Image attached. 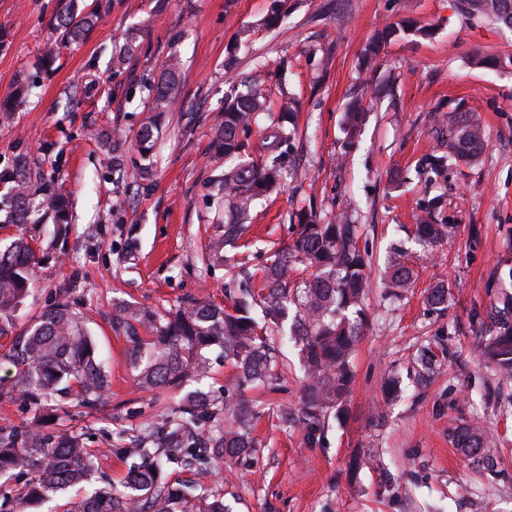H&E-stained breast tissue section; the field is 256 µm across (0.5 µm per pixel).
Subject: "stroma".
I'll return each instance as SVG.
<instances>
[{"instance_id":"obj_1","label":"stroma","mask_w":512,"mask_h":512,"mask_svg":"<svg viewBox=\"0 0 512 512\" xmlns=\"http://www.w3.org/2000/svg\"><path fill=\"white\" fill-rule=\"evenodd\" d=\"M69 1L0 0V100L17 81L30 85L0 118V169L26 161L70 200L66 239L53 241L52 219L39 220L44 257L12 321L25 330L76 283L109 389L97 410L68 405L53 423L86 431L102 449L90 482L24 512H69L122 478L130 460L109 452L113 423L137 428L179 401L180 389L137 386L112 313L124 303L223 301L224 268L203 260L224 222L211 197L224 162L210 157L209 141L225 94L243 81L275 99L288 92L298 131L284 185L257 200L246 222L252 272L293 241L303 215L324 224L347 214L370 266L342 418H329L314 440L296 423L303 375L291 342L278 343V381L245 394L259 412L254 449L215 478L225 503L232 512H512V404L498 397L479 350L512 271V30L463 15L458 0H285L275 28L264 24L271 0H112L83 41L44 66ZM404 20L417 32L388 37L364 63L371 39ZM130 33L135 52L113 70ZM173 51L177 104L160 116L153 177L143 182L135 139ZM460 112L480 116L486 147L433 172L448 151L444 119ZM116 128L126 152L119 172ZM434 200L433 223L457 234L418 260L401 300L387 299L385 258L396 246L417 251L413 224ZM443 281L448 307L431 309L426 292ZM424 346L447 347L448 357L420 385L412 361ZM393 376L402 391L390 399L383 386ZM463 423L493 437L498 471L452 444L450 429Z\"/></svg>"}]
</instances>
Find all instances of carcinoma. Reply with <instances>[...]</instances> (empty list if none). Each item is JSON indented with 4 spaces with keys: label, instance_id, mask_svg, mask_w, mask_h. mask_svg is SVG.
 <instances>
[{
    "label": "carcinoma",
    "instance_id": "carcinoma-1",
    "mask_svg": "<svg viewBox=\"0 0 512 512\" xmlns=\"http://www.w3.org/2000/svg\"><path fill=\"white\" fill-rule=\"evenodd\" d=\"M469 16L488 18L512 30V0H458ZM110 0H95L89 12L71 9L60 19V42L72 44L94 24ZM180 69L176 54L164 63V78L156 87L152 114L137 135L141 156L152 157L156 113L176 101L175 84ZM265 133L266 157L253 159L245 135L252 126ZM296 135L289 101L274 112L268 94L257 85L234 91L224 99L212 131L210 150L215 158L236 157L224 169L214 188L224 205V233L210 239L207 260L224 264L236 289L229 307L214 301L179 303L169 308L124 306L112 316V329L128 343L134 378L146 390L180 387L209 377L205 352L219 349L224 360L239 370L222 398L202 389L186 395L159 421L141 429H112V453L136 455L140 462L108 491H96L74 504L71 512H225L224 495L206 486L204 478L224 462L240 457L252 447L250 426L258 411L243 404L242 394L256 383L271 384L278 354L273 336H289L298 349L306 382L300 421L311 437L324 428L331 409L341 412L353 372L351 358L365 319L364 294L367 259L358 247V227L339 217L326 224L297 225L292 244L269 258L264 285L254 288L253 274L230 254L245 230L257 198L274 189L286 171L284 157ZM485 131L472 112L459 114L448 125V154L433 160L435 169L459 158L474 159L484 146ZM10 184L6 219L26 224L34 211L54 220V237L69 231L66 200L55 189L33 180L25 163L0 171V182ZM455 233L451 224H432L419 218L414 237L424 247L436 246ZM34 234L15 239L0 249V364L16 370L15 389L36 405L72 403L96 409L105 401L107 377L94 341L84 327V314L73 306L74 288L46 309L22 333H14L13 310L30 291L38 262ZM385 273L393 288L407 287L414 271L406 251L395 249L386 260ZM450 289L431 288L426 300L434 308L447 307ZM483 361L499 374V394L512 398V310L492 316V329L483 337ZM454 445L473 460L493 464L494 441L473 424L451 432ZM82 431L46 433L40 423L0 427V512H17L22 501L43 498L50 492L75 487L87 480L97 455L87 447ZM193 472L177 486L162 481L169 465Z\"/></svg>",
    "mask_w": 512,
    "mask_h": 512
}]
</instances>
